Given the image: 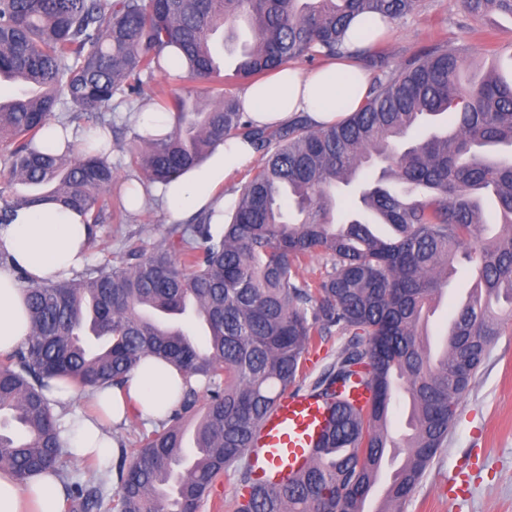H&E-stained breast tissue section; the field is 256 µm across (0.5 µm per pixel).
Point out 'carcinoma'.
Listing matches in <instances>:
<instances>
[{"label": "carcinoma", "mask_w": 512, "mask_h": 512, "mask_svg": "<svg viewBox=\"0 0 512 512\" xmlns=\"http://www.w3.org/2000/svg\"><path fill=\"white\" fill-rule=\"evenodd\" d=\"M471 17L512 16V0H458ZM420 0H0V77L31 92L0 103V145L10 147V193L0 190V225L44 200L78 208L88 227L112 220L114 181L104 148L74 158L41 133L56 112L112 126L119 95L173 116L162 138L137 136L130 163L168 182L219 142L242 137L265 151L216 234L209 218L174 227L148 254L135 249L38 285L26 271L32 335L0 363V470L20 480L61 478L70 512H199L209 489L235 469L246 496L235 512H364L378 481L390 410L409 396L411 433L385 489L384 512H403L438 451L490 347L512 320V79L465 81L463 49L434 45L397 71L381 69L363 107L316 127L304 116L258 128L224 93L222 43L244 44L231 77L253 80L344 50L349 19L405 18ZM161 80H155V76ZM212 85V103L168 86L185 77ZM356 184L368 217L334 227L335 193ZM24 185L22 193L16 186ZM480 273L452 319L448 352L432 357L426 311L448 286L459 249ZM322 266L309 268L314 257ZM509 308L495 311L491 298ZM335 333L346 343L311 388L328 409L312 463L273 488L255 482L247 455L262 419L297 386L310 351ZM146 355L184 379L179 407L136 438L133 460L119 442L116 466L89 481L68 471L60 403L51 381L79 394L115 385ZM370 393L367 408L350 397ZM207 393L198 406L199 391Z\"/></svg>", "instance_id": "carcinoma-1"}]
</instances>
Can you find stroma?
Here are the masks:
<instances>
[{
    "mask_svg": "<svg viewBox=\"0 0 512 512\" xmlns=\"http://www.w3.org/2000/svg\"><path fill=\"white\" fill-rule=\"evenodd\" d=\"M438 43L466 47L471 62L466 78L496 67L512 75V17L496 12L481 19L467 16L458 0H421L418 10L392 23L373 48L398 68ZM130 102L115 98L110 159L118 183L141 177L130 166L137 129L128 116ZM170 225L163 211L146 207L132 213L113 208L111 222L97 225L88 245L89 261L103 264L131 247L150 251ZM473 286L466 261H459L428 322V333H445L463 294ZM404 512H512V325L492 346L481 371L461 402L448 442L406 503Z\"/></svg>",
    "mask_w": 512,
    "mask_h": 512,
    "instance_id": "obj_1",
    "label": "stroma"
}]
</instances>
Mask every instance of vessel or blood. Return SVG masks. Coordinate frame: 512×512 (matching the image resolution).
Here are the masks:
<instances>
[{
    "label": "vessel or blood",
    "mask_w": 512,
    "mask_h": 512,
    "mask_svg": "<svg viewBox=\"0 0 512 512\" xmlns=\"http://www.w3.org/2000/svg\"><path fill=\"white\" fill-rule=\"evenodd\" d=\"M326 421V408L312 396H281L263 419L250 450L256 481L275 486L305 467Z\"/></svg>",
    "instance_id": "vessel-or-blood-1"
}]
</instances>
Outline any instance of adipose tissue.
I'll use <instances>...</instances> for the list:
<instances>
[{
    "mask_svg": "<svg viewBox=\"0 0 512 512\" xmlns=\"http://www.w3.org/2000/svg\"><path fill=\"white\" fill-rule=\"evenodd\" d=\"M367 90L364 73L342 59L313 72L288 68L248 85L239 99L258 127L285 126L300 114L323 126L358 111ZM253 158L249 141L226 140L204 162L168 184L138 187L131 205L137 208L149 200L173 222L204 212L213 224H223L224 198L218 189ZM86 256L85 218L60 204L44 202L18 210L12 223L0 226L1 357L13 353L30 335L26 290L17 279L18 269H25L35 282H53L82 271ZM184 388L174 367L146 357L124 387L103 384L93 389L96 415H63L62 435L77 454L110 457L116 448L112 427L125 420L128 404H138L142 418L152 423L179 404ZM63 499V485L55 475L36 473L21 481L0 472V512H62Z\"/></svg>",
    "mask_w": 512,
    "mask_h": 512,
    "instance_id": "ef3b65f1",
    "label": "adipose tissue"
}]
</instances>
